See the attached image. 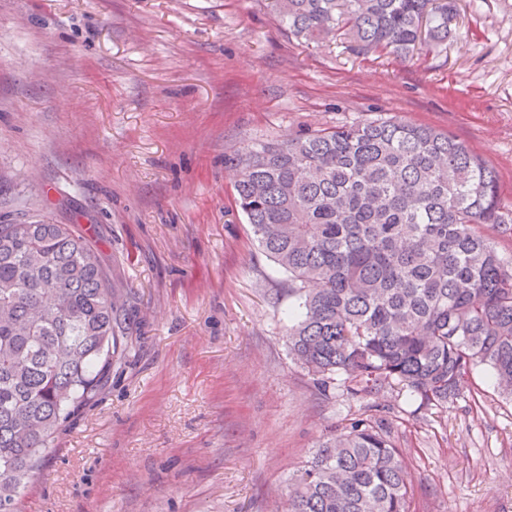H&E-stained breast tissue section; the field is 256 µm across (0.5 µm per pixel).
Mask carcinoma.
Wrapping results in <instances>:
<instances>
[{
  "label": "carcinoma",
  "mask_w": 512,
  "mask_h": 512,
  "mask_svg": "<svg viewBox=\"0 0 512 512\" xmlns=\"http://www.w3.org/2000/svg\"><path fill=\"white\" fill-rule=\"evenodd\" d=\"M288 30L413 58L448 40L454 0H273ZM236 204L288 275V349L352 396L399 388L443 406L473 367L512 399V262L481 232L512 224L496 172L461 141L396 116L249 143ZM118 300L68 224H0V512L99 394L119 350ZM383 421L352 418L288 486L286 512H409Z\"/></svg>",
  "instance_id": "carcinoma-1"
}]
</instances>
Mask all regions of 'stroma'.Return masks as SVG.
<instances>
[{"instance_id":"1","label":"stroma","mask_w":512,"mask_h":512,"mask_svg":"<svg viewBox=\"0 0 512 512\" xmlns=\"http://www.w3.org/2000/svg\"><path fill=\"white\" fill-rule=\"evenodd\" d=\"M407 62L285 30L272 0H0V222L99 249L130 344L17 512H283L349 419L384 420L410 512H512V401L321 387L288 354L284 274L235 202L252 141L396 115L464 142L512 208V0H455Z\"/></svg>"}]
</instances>
